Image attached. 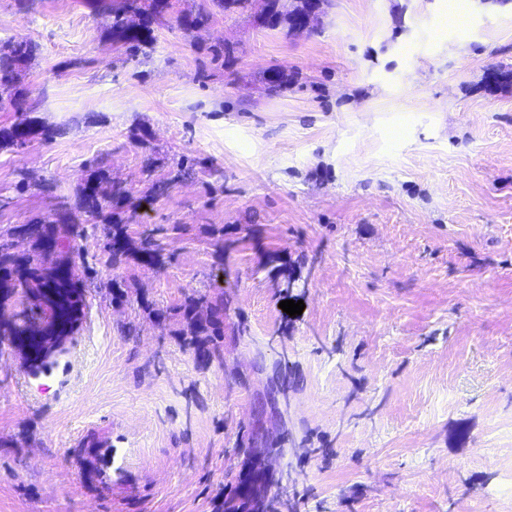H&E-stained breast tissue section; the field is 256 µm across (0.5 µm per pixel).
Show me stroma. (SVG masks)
I'll return each mask as SVG.
<instances>
[{
  "label": "stroma",
  "mask_w": 512,
  "mask_h": 512,
  "mask_svg": "<svg viewBox=\"0 0 512 512\" xmlns=\"http://www.w3.org/2000/svg\"><path fill=\"white\" fill-rule=\"evenodd\" d=\"M111 24L86 0H0L57 131L0 150V233L99 172L128 236L164 227L170 256L112 268L78 214L65 353L35 376L0 342V512H224L259 353L292 381L280 512H512V0H328L299 36L175 12L135 56ZM197 291L230 297L207 365L182 342Z\"/></svg>",
  "instance_id": "stroma-1"
}]
</instances>
